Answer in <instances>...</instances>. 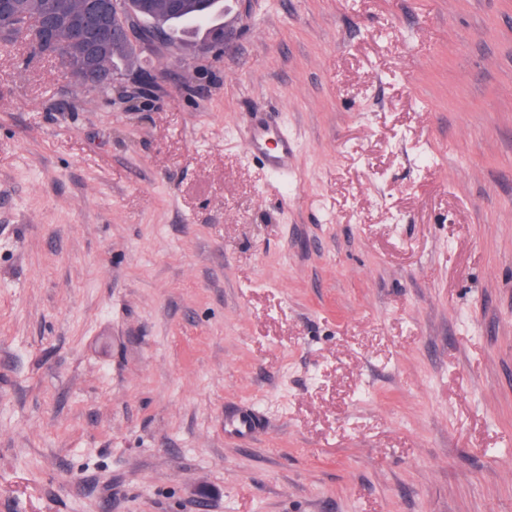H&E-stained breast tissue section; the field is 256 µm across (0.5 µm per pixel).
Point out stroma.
Masks as SVG:
<instances>
[{
  "mask_svg": "<svg viewBox=\"0 0 512 512\" xmlns=\"http://www.w3.org/2000/svg\"><path fill=\"white\" fill-rule=\"evenodd\" d=\"M219 22L0 48V512H512V0ZM70 2L71 4L61 6L57 2L30 1L28 5L30 8H35L38 4L41 6L40 12H35L34 17L38 20V28L46 38H51L61 24H66L72 34V46L68 56L64 44L58 54L44 55L39 48L33 49L32 53L34 56L54 57L66 71L70 70L74 76L70 63L65 58L67 56L75 61L79 76V80L77 78L76 80L82 87L108 92L112 87L89 85L81 81L93 75L96 84L112 85L114 76L107 66L106 57H109L111 67H114L116 58L131 60L138 57L139 39L124 43L130 37V29L122 34L112 29L111 39L108 18L112 11L113 0H71ZM63 14L68 16L65 17ZM90 19L96 21L98 25V34L93 37L86 31V24ZM114 49L116 50L112 51ZM111 51L112 55L108 56ZM251 134L247 140V153L258 159L270 170L281 172L288 169V161L295 152V144L286 131L278 126L264 121L255 112ZM261 421L249 405L227 404L224 406V432L238 439H246L255 434Z\"/></svg>",
  "mask_w": 512,
  "mask_h": 512,
  "instance_id": "stroma-1",
  "label": "stroma"
}]
</instances>
